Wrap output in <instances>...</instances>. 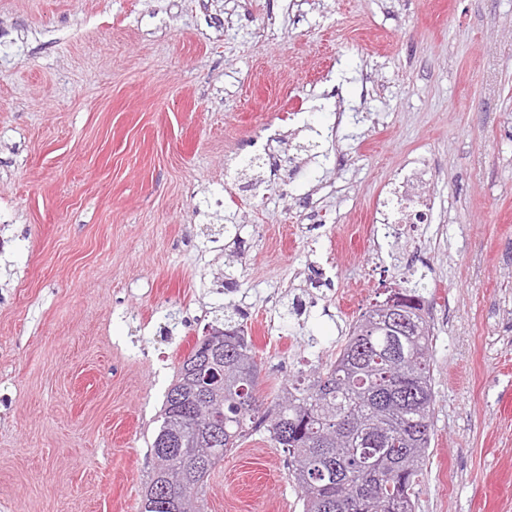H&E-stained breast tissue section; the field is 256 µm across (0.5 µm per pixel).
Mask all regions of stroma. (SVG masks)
<instances>
[{
  "instance_id": "obj_1",
  "label": "stroma",
  "mask_w": 512,
  "mask_h": 512,
  "mask_svg": "<svg viewBox=\"0 0 512 512\" xmlns=\"http://www.w3.org/2000/svg\"><path fill=\"white\" fill-rule=\"evenodd\" d=\"M421 164L430 223L373 239ZM404 281L433 334L414 512H512V0H0V512H141L223 308L272 402ZM300 496L260 429L203 509Z\"/></svg>"
}]
</instances>
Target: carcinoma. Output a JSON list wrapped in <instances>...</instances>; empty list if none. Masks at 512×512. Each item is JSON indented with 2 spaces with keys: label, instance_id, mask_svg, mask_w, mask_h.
<instances>
[{
  "label": "carcinoma",
  "instance_id": "carcinoma-1",
  "mask_svg": "<svg viewBox=\"0 0 512 512\" xmlns=\"http://www.w3.org/2000/svg\"><path fill=\"white\" fill-rule=\"evenodd\" d=\"M403 323L373 319L371 306L354 322L336 359L295 380L264 405L257 394V363L238 311L224 313V357L211 375L210 406L224 417L223 441L213 463L264 428L288 454V470L302 493L303 512H413L412 493L423 470L433 431L431 332L424 287L389 290ZM194 359L185 357L169 388L162 423L151 444L156 474L170 475L175 512H202L207 481H191L180 458L161 447L193 448L207 442L181 409L197 408Z\"/></svg>",
  "mask_w": 512,
  "mask_h": 512
}]
</instances>
